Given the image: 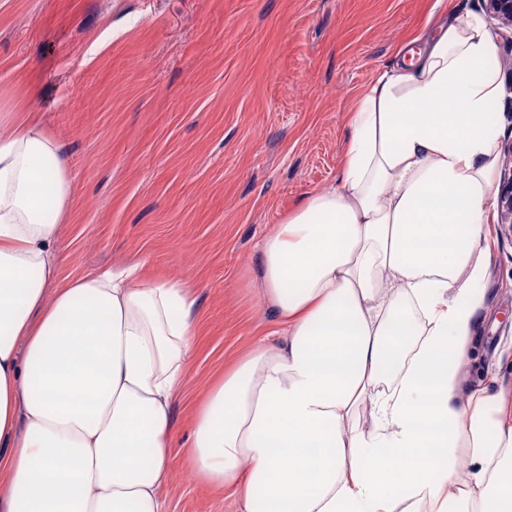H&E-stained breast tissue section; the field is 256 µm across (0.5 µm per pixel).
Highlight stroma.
Returning a JSON list of instances; mask_svg holds the SVG:
<instances>
[{
    "mask_svg": "<svg viewBox=\"0 0 512 512\" xmlns=\"http://www.w3.org/2000/svg\"><path fill=\"white\" fill-rule=\"evenodd\" d=\"M481 0H0V113L62 147L73 209L57 287L143 263L196 297V358L175 408L169 512H236L187 467L191 400L278 326L253 283L263 235L333 186L346 119L378 69ZM512 147V30L494 20ZM470 386L512 395V239L492 230Z\"/></svg>",
    "mask_w": 512,
    "mask_h": 512,
    "instance_id": "1",
    "label": "stroma"
}]
</instances>
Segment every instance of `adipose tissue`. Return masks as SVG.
<instances>
[{
  "mask_svg": "<svg viewBox=\"0 0 512 512\" xmlns=\"http://www.w3.org/2000/svg\"><path fill=\"white\" fill-rule=\"evenodd\" d=\"M494 36L456 18L348 116L336 186L261 240L258 341L192 416L237 512H512V397L465 396L501 167ZM73 182L37 121L0 134V512H168L196 300L137 268L48 294ZM370 403L373 425L355 422Z\"/></svg>",
  "mask_w": 512,
  "mask_h": 512,
  "instance_id": "obj_1",
  "label": "adipose tissue"
}]
</instances>
